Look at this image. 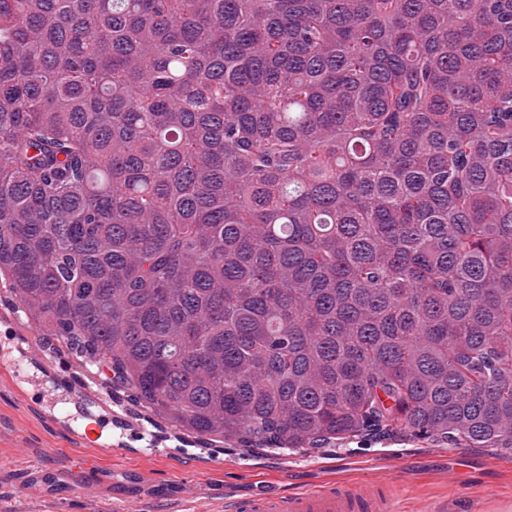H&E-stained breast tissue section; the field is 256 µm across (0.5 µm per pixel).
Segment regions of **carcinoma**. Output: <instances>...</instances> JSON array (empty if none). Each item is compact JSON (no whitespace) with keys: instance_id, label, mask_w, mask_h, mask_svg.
I'll use <instances>...</instances> for the list:
<instances>
[{"instance_id":"obj_1","label":"carcinoma","mask_w":512,"mask_h":512,"mask_svg":"<svg viewBox=\"0 0 512 512\" xmlns=\"http://www.w3.org/2000/svg\"><path fill=\"white\" fill-rule=\"evenodd\" d=\"M0 281L198 436L512 451V0H0Z\"/></svg>"}]
</instances>
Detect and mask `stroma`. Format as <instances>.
Segmentation results:
<instances>
[{
	"instance_id": "35a3bbf8",
	"label": "stroma",
	"mask_w": 512,
	"mask_h": 512,
	"mask_svg": "<svg viewBox=\"0 0 512 512\" xmlns=\"http://www.w3.org/2000/svg\"><path fill=\"white\" fill-rule=\"evenodd\" d=\"M17 306L13 294L0 285V348L5 351L0 357V512H105L126 502L138 512H216L228 495L296 492L330 480L396 490L397 512H428L432 503L441 512H512V453L422 439L354 440L312 452L251 451L151 418L147 428L168 437L172 454L150 462L134 453L117 459L102 456L91 472L70 476L69 461L79 450L71 429L85 419L68 403L66 390L81 376L70 365L46 380L57 412L71 416V427L22 403L6 377L29 330L25 323L8 330ZM182 448L192 454L221 450L224 466L197 471L179 456ZM29 458L50 475V483L30 480Z\"/></svg>"
}]
</instances>
